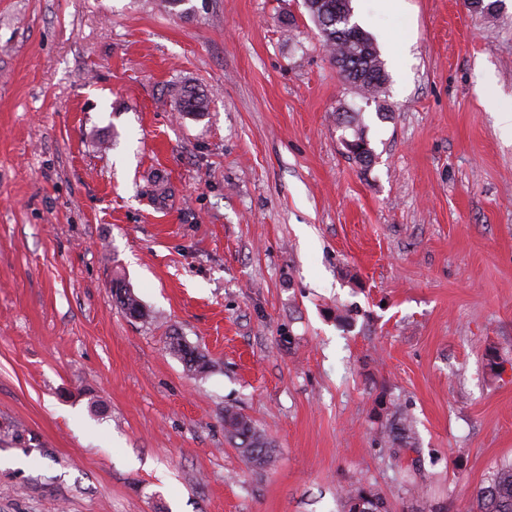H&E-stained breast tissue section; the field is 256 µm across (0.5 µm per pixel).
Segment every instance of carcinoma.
Masks as SVG:
<instances>
[{"label": "carcinoma", "instance_id": "obj_1", "mask_svg": "<svg viewBox=\"0 0 512 512\" xmlns=\"http://www.w3.org/2000/svg\"><path fill=\"white\" fill-rule=\"evenodd\" d=\"M319 30L323 46L330 52L342 79L365 99H375L385 92L389 75L372 37L351 21V0H303ZM179 111L201 112L206 97L190 85L183 86L177 97ZM358 113L341 107L336 113L338 124L352 130L350 142L355 148L351 160L367 169L374 162V151L359 128ZM123 292L119 306L127 315L144 316L143 306L124 280L112 281V292ZM386 421L378 429L379 439L391 448H411L416 432L413 421L397 405L385 408ZM224 430L230 443L251 465L263 468L274 461L273 447L266 435L240 412H224ZM344 512H388L386 501L370 484L345 490ZM476 512H512V462L495 470L489 483L476 496Z\"/></svg>", "mask_w": 512, "mask_h": 512}]
</instances>
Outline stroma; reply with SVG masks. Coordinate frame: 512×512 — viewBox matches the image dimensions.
Instances as JSON below:
<instances>
[{
    "instance_id": "1",
    "label": "stroma",
    "mask_w": 512,
    "mask_h": 512,
    "mask_svg": "<svg viewBox=\"0 0 512 512\" xmlns=\"http://www.w3.org/2000/svg\"><path fill=\"white\" fill-rule=\"evenodd\" d=\"M352 8L376 101L303 0H0V512H341L363 482L470 512L512 461V0ZM184 85L206 111L178 112ZM393 401L417 451L376 437ZM230 407L271 465L228 442ZM358 112H348L345 108H339L336 113V120L339 125H343L346 129L353 131L352 136L347 138L355 148L353 156H348V159L353 160L354 163L359 165L362 169L369 168L374 162L375 155L369 142L363 136L361 129L359 128L357 116ZM119 291H123V295L120 298L119 306L125 312L126 315L133 316L134 313L139 314L140 317L145 315L143 306L140 304L139 299L131 292L124 280L115 279L112 281V293L117 294ZM224 430L230 443L251 465L263 468L274 461V451L266 435L240 412L226 409Z\"/></svg>"
}]
</instances>
